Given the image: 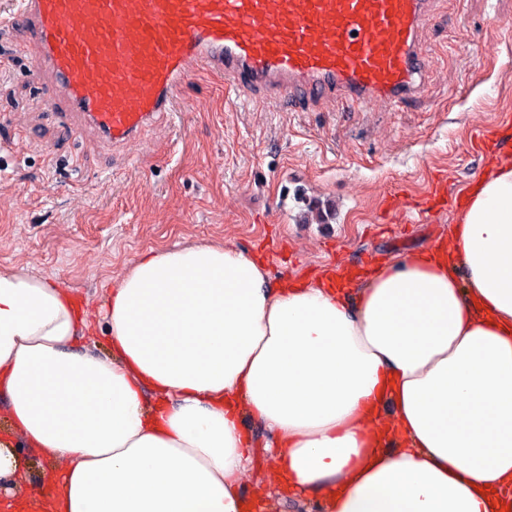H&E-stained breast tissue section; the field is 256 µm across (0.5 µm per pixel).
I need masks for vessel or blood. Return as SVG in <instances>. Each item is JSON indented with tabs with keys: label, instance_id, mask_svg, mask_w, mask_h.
<instances>
[{
	"label": "vessel or blood",
	"instance_id": "1",
	"mask_svg": "<svg viewBox=\"0 0 512 512\" xmlns=\"http://www.w3.org/2000/svg\"><path fill=\"white\" fill-rule=\"evenodd\" d=\"M433 0H10L46 100L70 131L115 146L177 112L192 65L222 75L242 107L295 112L314 98L410 102Z\"/></svg>",
	"mask_w": 512,
	"mask_h": 512
}]
</instances>
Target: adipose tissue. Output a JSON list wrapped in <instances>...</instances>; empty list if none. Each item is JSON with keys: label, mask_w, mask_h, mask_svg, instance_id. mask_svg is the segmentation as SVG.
<instances>
[{"label": "adipose tissue", "mask_w": 512, "mask_h": 512, "mask_svg": "<svg viewBox=\"0 0 512 512\" xmlns=\"http://www.w3.org/2000/svg\"><path fill=\"white\" fill-rule=\"evenodd\" d=\"M104 319L107 357L70 289L0 270V390L46 463L35 490L0 448L7 512H243L247 417L325 512L512 507L511 162L355 293L188 243L133 260Z\"/></svg>", "instance_id": "adipose-tissue-1"}]
</instances>
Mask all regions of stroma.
<instances>
[{"instance_id":"stroma-1","label":"stroma","mask_w":512,"mask_h":512,"mask_svg":"<svg viewBox=\"0 0 512 512\" xmlns=\"http://www.w3.org/2000/svg\"><path fill=\"white\" fill-rule=\"evenodd\" d=\"M22 41L19 27L0 29V269L70 288L91 325L85 342L102 356L107 296L144 250L231 244L259 256L276 286L436 244L458 209L432 205L430 173L452 191L475 182L492 164L475 134L512 115V0H434L421 32L430 70L404 108H242L199 68L180 112L115 149L89 129L63 132ZM244 428L254 443L245 497L312 512L269 482L276 462L262 426L248 418Z\"/></svg>"}]
</instances>
